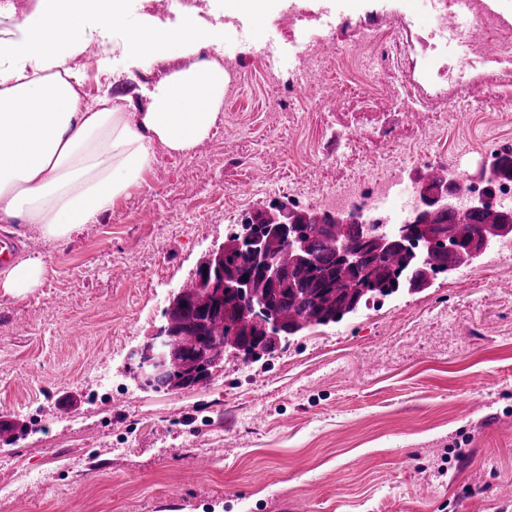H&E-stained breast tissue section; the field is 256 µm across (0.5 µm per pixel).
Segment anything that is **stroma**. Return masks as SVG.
I'll use <instances>...</instances> for the list:
<instances>
[{
	"mask_svg": "<svg viewBox=\"0 0 512 512\" xmlns=\"http://www.w3.org/2000/svg\"><path fill=\"white\" fill-rule=\"evenodd\" d=\"M223 19L229 81L218 121L190 154L156 150L139 189L98 223L43 242L45 274L0 289V512H512V234L422 291L290 339L272 358L225 354L199 385L140 388L128 366L204 253L276 201L320 209L367 158L423 161L469 177L512 147V106L460 67L459 41L431 37L429 0H289ZM402 25L405 78L444 119L431 132L368 76L365 27ZM123 28L96 32L95 70L69 62L90 101L145 111L149 89L191 64L135 66ZM308 46L323 84L289 92V60L257 63L254 41ZM468 101L464 113L448 104Z\"/></svg>",
	"mask_w": 512,
	"mask_h": 512,
	"instance_id": "1",
	"label": "stroma"
}]
</instances>
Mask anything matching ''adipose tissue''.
<instances>
[{
    "mask_svg": "<svg viewBox=\"0 0 512 512\" xmlns=\"http://www.w3.org/2000/svg\"><path fill=\"white\" fill-rule=\"evenodd\" d=\"M125 0H35L13 15L0 38V224H30L48 241L97 223L121 197L140 187L156 147L186 153L206 140L224 98L217 27L195 15L176 26L126 29L122 49L149 66L174 55L195 63L158 82L142 112L89 103L67 67L81 54L92 24L122 19ZM44 274L40 258L0 268V288L23 294Z\"/></svg>",
    "mask_w": 512,
    "mask_h": 512,
    "instance_id": "ef3b65f1",
    "label": "adipose tissue"
}]
</instances>
